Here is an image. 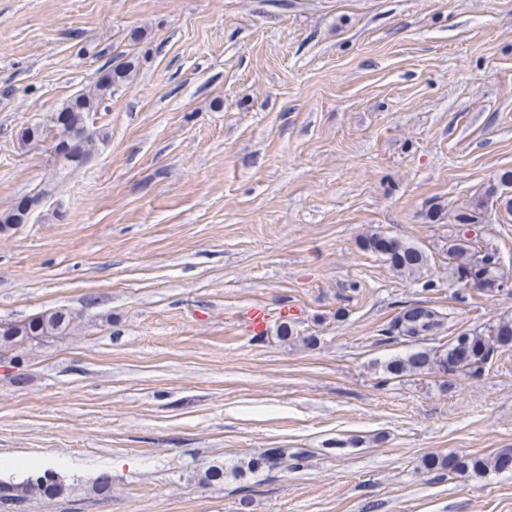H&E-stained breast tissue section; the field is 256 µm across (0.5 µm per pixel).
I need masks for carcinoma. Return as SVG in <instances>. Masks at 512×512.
<instances>
[{
  "instance_id": "obj_1",
  "label": "carcinoma",
  "mask_w": 512,
  "mask_h": 512,
  "mask_svg": "<svg viewBox=\"0 0 512 512\" xmlns=\"http://www.w3.org/2000/svg\"><path fill=\"white\" fill-rule=\"evenodd\" d=\"M135 71L134 60L121 62L110 69L109 76L100 81L93 92L80 94L61 108L59 115L63 119L54 123V136L59 143L69 147L68 158L79 163L91 156L94 138L88 132L86 115L96 111L106 97L112 95V89L132 83ZM485 205V199H477L466 211L459 213L456 216V232L448 238L445 250L448 280L457 287L459 293L464 292V289L457 286L456 277L472 272L479 276L478 291L484 294L497 293L504 287V273L497 250L481 243L477 237L470 236L472 231H481ZM384 238L386 234L382 232L369 233L363 237L362 247L380 256L394 271L402 275H421L428 265V256L424 250L396 238L393 249L384 252L381 249ZM72 320L73 314L67 309L48 310L28 321L23 330L29 337L61 336L66 333ZM446 325V315L431 306L418 303L401 309L387 328L383 329L384 341L407 344L412 349L380 365L386 378L398 379L432 373L446 376L463 374L469 378H478L497 353L512 348V318L509 317L461 331L442 349L415 347L418 337L428 336L434 340L446 331ZM275 335L284 344L298 343L309 349L316 348L320 342L316 336L300 335L295 325L287 320L277 325ZM306 459L307 454L303 449L290 452L286 448H273L257 459L231 468L212 465L206 470L205 478L209 482H222L230 477L245 483L241 506L246 509L251 504L252 491V487L246 485L248 475L259 469H300L304 467ZM423 465L430 472H438L441 477L450 473L482 476L490 471L504 470L500 453L493 456L432 455L425 458ZM48 474L50 471L45 470L27 477L23 482L8 484L7 493H0V503L21 505L36 496L52 499L62 495L65 486L47 478Z\"/></svg>"
}]
</instances>
